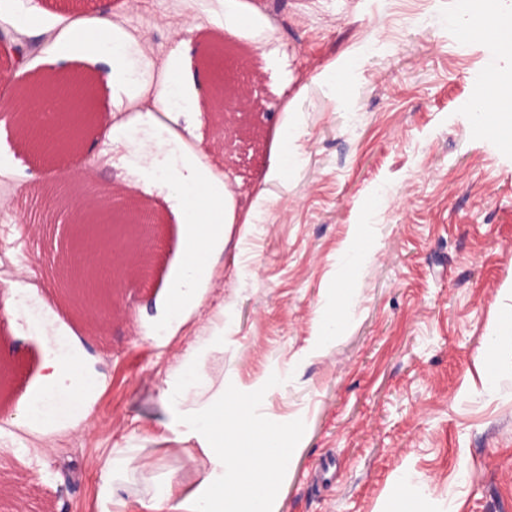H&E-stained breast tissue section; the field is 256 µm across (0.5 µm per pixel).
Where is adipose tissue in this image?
I'll return each instance as SVG.
<instances>
[{
  "label": "adipose tissue",
  "mask_w": 512,
  "mask_h": 512,
  "mask_svg": "<svg viewBox=\"0 0 512 512\" xmlns=\"http://www.w3.org/2000/svg\"><path fill=\"white\" fill-rule=\"evenodd\" d=\"M490 4L491 0H474L465 32L472 40L492 43L497 55L511 57L512 19L492 11ZM61 39L70 60H111L109 69L97 74L99 81L114 92L110 119L103 127L106 137L121 135L131 120L154 121L162 106L170 110L185 106L200 111L198 99L186 92L190 75L171 66L167 69V96L161 100L145 99L136 115L128 116L119 94L126 66L124 41L109 14L100 12L72 20ZM167 151L168 142L164 139L142 141L137 151L142 169L152 176L161 175L179 203L180 274L165 285L168 315L160 325L164 333L180 317L185 303L195 298L201 281L209 278L216 247L229 227L255 220L253 210L235 211L231 193L202 181L193 169L162 168ZM371 255L369 227L356 225L342 252V277L335 290L334 306L321 315L311 350H319L348 329V305L353 291L348 288L347 279ZM44 339L38 388L18 399L12 416L17 428L41 440L59 428H88L90 398L101 385L83 360L59 354L62 341L58 336L48 333ZM223 343V337L212 336L198 345L176 374L170 376L162 393L172 410L167 428L175 442L195 443L201 456L196 486L186 495L172 484L159 486L147 500L141 501L142 512H276L275 489L287 477L284 454L297 452L298 435L290 424H256L253 410L257 396L227 393L219 388L207 398H200L198 390L205 385V357ZM484 348L493 358L483 372V382L490 388L504 365L512 363L511 313L499 318ZM101 470V512H112L119 491L140 470L138 454L132 448L117 451L103 462Z\"/></svg>",
  "instance_id": "ef3b65f1"
}]
</instances>
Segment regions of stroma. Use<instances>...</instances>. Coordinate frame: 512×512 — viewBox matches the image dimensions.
<instances>
[{
  "instance_id": "35a3bbf8",
  "label": "stroma",
  "mask_w": 512,
  "mask_h": 512,
  "mask_svg": "<svg viewBox=\"0 0 512 512\" xmlns=\"http://www.w3.org/2000/svg\"><path fill=\"white\" fill-rule=\"evenodd\" d=\"M41 35L92 14V0H38ZM112 0L118 27L146 36L152 62L129 46L123 95L138 103L164 90V68L180 63L206 98L211 72L198 52L178 58L173 27L192 41L246 45L261 113L242 115L259 134L216 145L212 117L174 112L132 123L125 142L89 132L94 174L151 205L158 226L147 281L124 280V310L79 321L58 309L51 271L65 253L63 224L28 231L19 210L30 178L60 165L34 160L0 127V152L16 164L0 175V277L29 270L22 317L0 318V512H98L100 466L119 448L142 468L121 496L125 512L165 483L194 489L200 455L175 446L162 398L168 373L207 337L212 386L260 393L258 423L293 421L301 444L277 487L278 512H391V483L411 477L412 512H512V371L482 384L484 342L512 300V145L489 139L468 104L488 66L512 75V58L466 40L461 0ZM299 123L287 179L268 173L279 132ZM174 136L173 161L201 178L222 176L251 224L233 225L185 322L157 337L163 283L179 272L174 201L164 181L132 163V141ZM372 227L373 258L357 273L351 327L307 353L331 305L341 249L354 225ZM75 334L70 354L103 382L92 395L95 428L57 431L50 448L9 418L37 385L42 340L35 324Z\"/></svg>"
}]
</instances>
